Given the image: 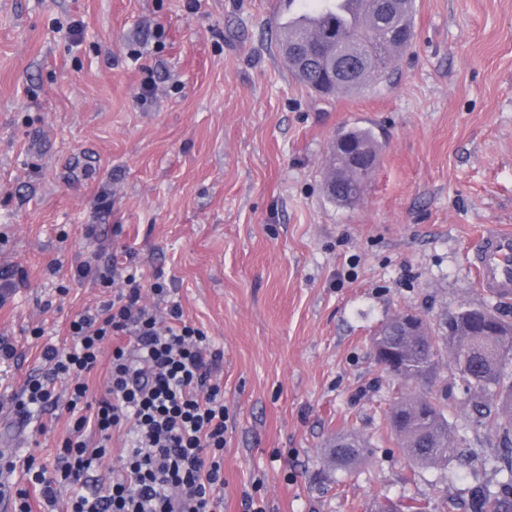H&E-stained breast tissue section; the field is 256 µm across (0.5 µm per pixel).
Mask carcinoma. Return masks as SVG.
<instances>
[{"mask_svg":"<svg viewBox=\"0 0 512 512\" xmlns=\"http://www.w3.org/2000/svg\"><path fill=\"white\" fill-rule=\"evenodd\" d=\"M327 6L325 15L314 33L295 42L280 44V51L288 64L289 71L307 88L331 95L336 89L356 90L389 79L398 56L408 50L414 40L411 18L401 14V0H383L379 4L375 24L361 28L352 34L347 30L349 20L336 5L344 0H311ZM348 41L349 49L357 57L350 77L334 80L321 76V57L328 48L333 49L337 40ZM390 44L395 52L390 61L370 75L363 74L366 58L373 55L380 42ZM354 138L361 148L360 156L376 158L373 136L364 130L354 132ZM372 170L362 167L351 168L349 159L331 156L327 170V181L332 185L330 199L338 205L349 206L358 200L351 194L354 187L366 184ZM499 336L495 345L488 343V325L484 317L470 314L462 318L456 336H440L432 329L424 331L420 339L395 336L390 323L380 328V333L397 353L408 359L411 368L402 381L396 383V397L389 412V425L397 435L403 452L413 461L438 466L448 463V458L462 452L450 439L448 431V394L438 395L429 390L416 394L403 391L411 382L432 384L437 379L439 358L444 349L457 352L468 349L472 352L470 375L467 389L471 394L473 409L484 420L485 426L501 439L503 448L490 459L500 472L503 480L495 487L478 485L474 487L465 503L467 512H512V381L505 372V362L499 352H512V322L499 319ZM345 448L334 444L332 454L339 463H348L362 457L364 444L355 435H347Z\"/></svg>","mask_w":512,"mask_h":512,"instance_id":"1","label":"carcinoma"}]
</instances>
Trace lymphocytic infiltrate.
I'll return each instance as SVG.
<instances>
[{"label": "lymphocytic infiltrate", "instance_id": "1", "mask_svg": "<svg viewBox=\"0 0 512 512\" xmlns=\"http://www.w3.org/2000/svg\"><path fill=\"white\" fill-rule=\"evenodd\" d=\"M103 286L120 285L112 302L70 323L72 347L45 346L49 372L28 379L11 402L23 418L64 406L77 417L54 472L28 469L30 489H10L15 512H32L31 493L54 506L70 489V512H223L224 387L214 373L224 357L202 331L187 325L178 303L167 321L144 305L143 291L165 296L160 283L144 284L116 266L83 265ZM126 337L112 349L107 394L93 400L85 382L101 361L107 340ZM71 381L66 398L57 378ZM126 428L130 443L104 491H88L90 474L105 456L113 430Z\"/></svg>", "mask_w": 512, "mask_h": 512}]
</instances>
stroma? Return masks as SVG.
Listing matches in <instances>:
<instances>
[{
	"mask_svg": "<svg viewBox=\"0 0 512 512\" xmlns=\"http://www.w3.org/2000/svg\"><path fill=\"white\" fill-rule=\"evenodd\" d=\"M288 0H0V398L47 372L45 345L119 292L77 266L128 252L148 304L223 351L224 512H374L409 499L448 512L502 476L451 353L438 367L450 435L475 459L419 468L387 425L392 379L371 337L401 310L438 327L484 294L476 238L512 230V0H416L415 40L387 83L324 98L278 43ZM378 155L362 197L323 174L336 131ZM64 409L26 422L0 406V456L53 469ZM341 433L369 456L325 464Z\"/></svg>",
	"mask_w": 512,
	"mask_h": 512,
	"instance_id": "obj_1",
	"label": "stroma"
}]
</instances>
